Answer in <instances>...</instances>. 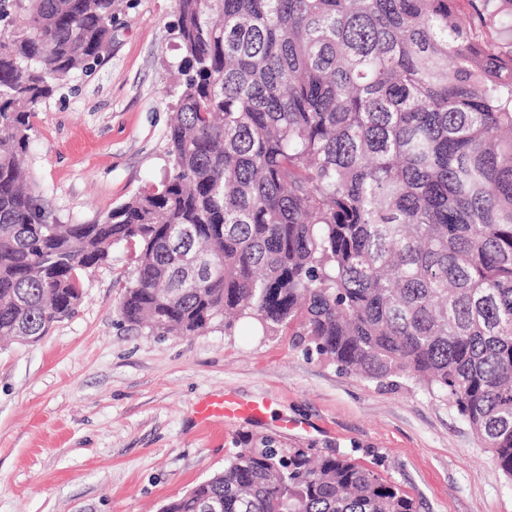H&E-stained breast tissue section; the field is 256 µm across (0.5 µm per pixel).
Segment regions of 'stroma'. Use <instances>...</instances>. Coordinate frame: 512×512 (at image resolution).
<instances>
[{
    "label": "stroma",
    "mask_w": 512,
    "mask_h": 512,
    "mask_svg": "<svg viewBox=\"0 0 512 512\" xmlns=\"http://www.w3.org/2000/svg\"><path fill=\"white\" fill-rule=\"evenodd\" d=\"M174 20L175 0H131L109 55L40 106L28 165L61 222H94L168 175ZM131 277L113 247L83 271L70 318L38 342L0 343V512H159L263 435L346 453L418 512H512V484L449 402L340 371L285 330L130 328L118 303ZM227 393L270 408L200 421V406Z\"/></svg>",
    "instance_id": "35a3bbf8"
}]
</instances>
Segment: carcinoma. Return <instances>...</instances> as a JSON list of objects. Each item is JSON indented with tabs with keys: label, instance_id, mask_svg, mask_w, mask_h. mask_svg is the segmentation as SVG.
Here are the masks:
<instances>
[{
	"label": "carcinoma",
	"instance_id": "obj_1",
	"mask_svg": "<svg viewBox=\"0 0 512 512\" xmlns=\"http://www.w3.org/2000/svg\"><path fill=\"white\" fill-rule=\"evenodd\" d=\"M115 0H0V337L44 336L123 244L122 321L283 329L449 401L512 481V0H176L171 172L91 224L26 188L33 118L112 43ZM210 261L184 283L182 257ZM417 512L269 436L161 512Z\"/></svg>",
	"mask_w": 512,
	"mask_h": 512
}]
</instances>
